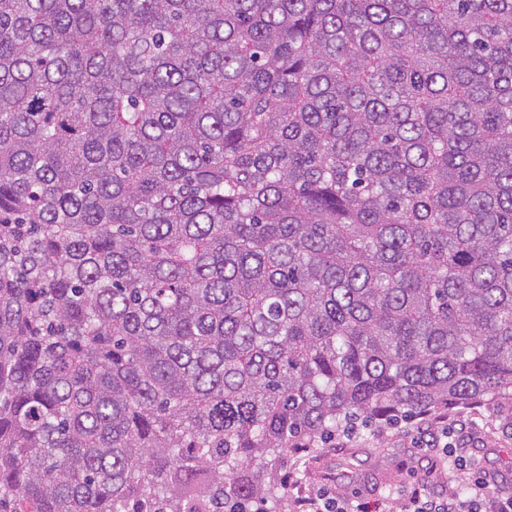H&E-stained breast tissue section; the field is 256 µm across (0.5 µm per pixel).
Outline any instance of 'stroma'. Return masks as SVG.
Masks as SVG:
<instances>
[{
	"instance_id": "35a3bbf8",
	"label": "stroma",
	"mask_w": 512,
	"mask_h": 512,
	"mask_svg": "<svg viewBox=\"0 0 512 512\" xmlns=\"http://www.w3.org/2000/svg\"><path fill=\"white\" fill-rule=\"evenodd\" d=\"M420 425L449 429L453 458L440 459L435 450L421 447L415 433ZM460 464L487 476L499 492L512 487V403L477 404L411 421L361 426L352 440L329 438L318 447L289 452L279 479L288 492L290 512L312 491L399 512L412 490L434 498L455 490Z\"/></svg>"
}]
</instances>
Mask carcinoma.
<instances>
[{"label": "carcinoma", "mask_w": 512, "mask_h": 512, "mask_svg": "<svg viewBox=\"0 0 512 512\" xmlns=\"http://www.w3.org/2000/svg\"><path fill=\"white\" fill-rule=\"evenodd\" d=\"M500 399L512 0H0V512Z\"/></svg>", "instance_id": "cac0c4a2"}]
</instances>
